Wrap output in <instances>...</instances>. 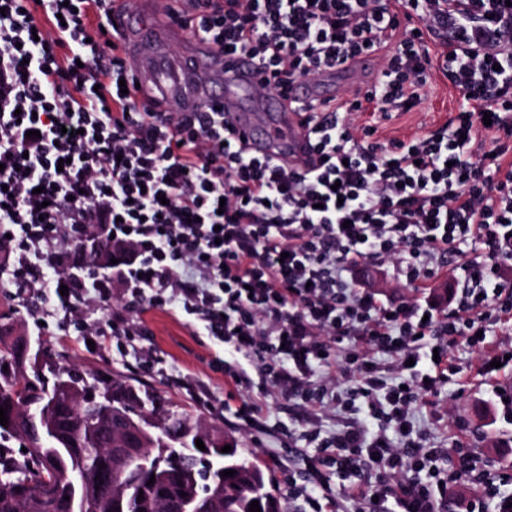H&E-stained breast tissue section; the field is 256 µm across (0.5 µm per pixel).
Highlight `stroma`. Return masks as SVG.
Wrapping results in <instances>:
<instances>
[{
	"label": "stroma",
	"instance_id": "1",
	"mask_svg": "<svg viewBox=\"0 0 512 512\" xmlns=\"http://www.w3.org/2000/svg\"><path fill=\"white\" fill-rule=\"evenodd\" d=\"M458 94L446 79L436 78L421 104L414 110L391 119L366 112L363 123L375 125L381 141L409 139L431 133L442 126L445 114H456ZM13 256L9 246L0 247V324L12 327L16 336L40 341L59 353V365L83 374L101 377L115 373L135 379L160 392L171 401L184 405L206 424L223 425L233 435L239 448L266 465L267 473L280 491H287L289 478H302L310 467L312 449L300 440L295 427L303 415L300 407L272 395L260 398V429H244L224 420L225 406H238L249 394L224 375V363L230 352L212 337L200 333L171 309H154L144 314L147 335L127 342L124 350L105 342L100 349L88 346L78 336L64 311L58 306L49 282L52 270H43L35 287L20 286L12 278ZM358 283L368 290L386 294L392 301L429 302L438 311L447 312L448 302L456 292L452 270L441 269L437 275L412 286L397 285L392 268L372 263ZM154 352L150 366L137 368L135 356L140 348ZM455 377L462 393L456 398L440 396L434 406L423 407L418 423L431 432L435 444L448 446L461 439L480 454L490 468L512 467V422L499 416L491 398V376L481 371L478 352L462 349L457 354ZM207 389L210 407L199 406L192 389ZM280 452L282 463L270 462L271 452Z\"/></svg>",
	"mask_w": 512,
	"mask_h": 512
}]
</instances>
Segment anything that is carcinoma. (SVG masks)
<instances>
[{
  "instance_id": "1",
  "label": "carcinoma",
  "mask_w": 512,
  "mask_h": 512,
  "mask_svg": "<svg viewBox=\"0 0 512 512\" xmlns=\"http://www.w3.org/2000/svg\"><path fill=\"white\" fill-rule=\"evenodd\" d=\"M81 384L69 371L48 377L19 362L13 342L0 349V406L8 417L0 425V512H176L184 493L195 496L197 512H249L254 500L261 512H284L265 470L223 428L120 375L102 383L92 405L59 404ZM134 404L142 407L152 458L148 467L133 463L115 482L102 483L96 479L102 449L127 424ZM22 438L28 449L19 460L9 442ZM198 438L208 452L195 448ZM226 445L231 451L221 452ZM228 469L234 476H220Z\"/></svg>"
}]
</instances>
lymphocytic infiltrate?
I'll list each match as a JSON object with an SVG mask.
<instances>
[{
	"mask_svg": "<svg viewBox=\"0 0 512 512\" xmlns=\"http://www.w3.org/2000/svg\"><path fill=\"white\" fill-rule=\"evenodd\" d=\"M116 0H0V242L13 275L55 272L61 308L112 306L109 279L60 269L61 247L110 241L128 300L100 336L145 335L144 307H172L254 374L246 391L349 413L318 441L310 484L289 502L311 512H447L448 489L479 486L485 512L512 469L431 443L415 413L453 381L459 348L512 372V5L506 0H157L197 38L257 59L260 93L376 54L379 68L341 104L297 105L312 155L303 165L249 156L220 112L142 104L120 54ZM440 71L460 95L432 133L380 141L360 124L418 106ZM456 259L447 314L357 288L369 261L413 284ZM67 294H60V286ZM455 453L452 467L442 466ZM375 470L340 496L332 473ZM410 471L407 481L390 479Z\"/></svg>",
	"mask_w": 512,
	"mask_h": 512,
	"instance_id": "obj_1",
	"label": "lymphocytic infiltrate"
}]
</instances>
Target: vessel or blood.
<instances>
[{"label":"vessel or blood","mask_w":512,"mask_h":512,"mask_svg":"<svg viewBox=\"0 0 512 512\" xmlns=\"http://www.w3.org/2000/svg\"><path fill=\"white\" fill-rule=\"evenodd\" d=\"M147 0H128L123 38L131 51L130 74L156 91L162 107L171 112H207L220 107L225 123L245 137L254 157L295 161L307 158L309 144L302 136L294 108L306 101H325L335 95L336 82L352 71L374 69L375 57L361 56L355 66L325 68L314 81L293 82L287 95L256 96V59L245 54L224 55L213 45L186 40L181 52L171 43L181 37L167 19L149 16Z\"/></svg>","instance_id":"vessel-or-blood-1"}]
</instances>
